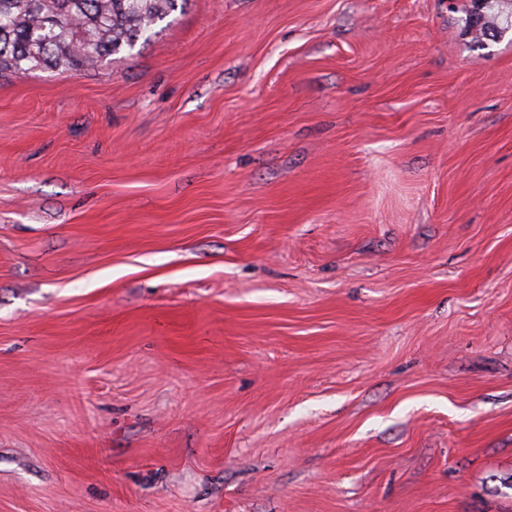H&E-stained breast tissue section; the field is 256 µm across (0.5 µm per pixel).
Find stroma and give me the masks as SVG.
Returning a JSON list of instances; mask_svg holds the SVG:
<instances>
[{"label": "stroma", "mask_w": 512, "mask_h": 512, "mask_svg": "<svg viewBox=\"0 0 512 512\" xmlns=\"http://www.w3.org/2000/svg\"><path fill=\"white\" fill-rule=\"evenodd\" d=\"M186 0L0 77V512H512V33Z\"/></svg>", "instance_id": "1"}]
</instances>
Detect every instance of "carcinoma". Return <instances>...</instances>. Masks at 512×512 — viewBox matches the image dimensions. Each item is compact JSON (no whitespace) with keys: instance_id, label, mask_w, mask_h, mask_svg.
Returning a JSON list of instances; mask_svg holds the SVG:
<instances>
[{"instance_id":"1","label":"carcinoma","mask_w":512,"mask_h":512,"mask_svg":"<svg viewBox=\"0 0 512 512\" xmlns=\"http://www.w3.org/2000/svg\"><path fill=\"white\" fill-rule=\"evenodd\" d=\"M493 0H474L468 26L494 39L512 29V12L486 20ZM177 0H0V74L93 69L155 34Z\"/></svg>"}]
</instances>
